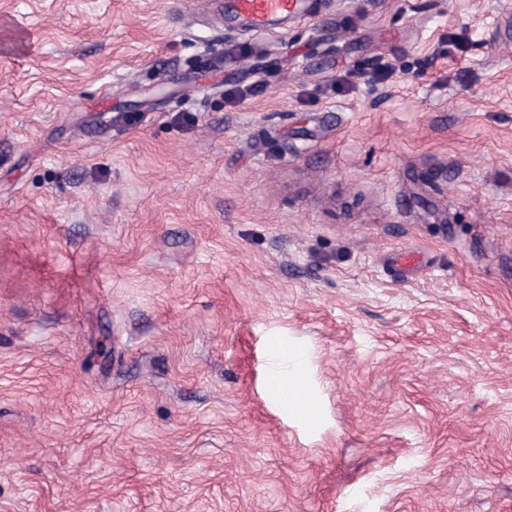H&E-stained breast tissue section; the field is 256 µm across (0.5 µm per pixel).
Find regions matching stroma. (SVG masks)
Returning <instances> with one entry per match:
<instances>
[{
  "instance_id": "obj_1",
  "label": "stroma",
  "mask_w": 512,
  "mask_h": 512,
  "mask_svg": "<svg viewBox=\"0 0 512 512\" xmlns=\"http://www.w3.org/2000/svg\"><path fill=\"white\" fill-rule=\"evenodd\" d=\"M224 3L0 0V512H512V0ZM231 8L241 26L252 32L264 31L275 18L298 16L301 0H233ZM279 354L286 356V365L274 368L271 378L278 382V387L287 386L294 397L301 401L300 407H289L291 415L302 423H317L320 407L306 383L307 362L303 354L290 346L287 353L280 351Z\"/></svg>"
}]
</instances>
